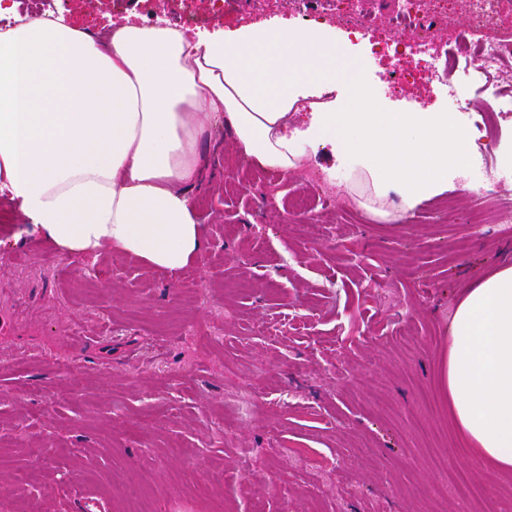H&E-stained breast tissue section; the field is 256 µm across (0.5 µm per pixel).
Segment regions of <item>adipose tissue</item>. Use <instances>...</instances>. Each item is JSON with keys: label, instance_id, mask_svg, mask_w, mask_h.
Here are the masks:
<instances>
[{"label": "adipose tissue", "instance_id": "adipose-tissue-1", "mask_svg": "<svg viewBox=\"0 0 512 512\" xmlns=\"http://www.w3.org/2000/svg\"><path fill=\"white\" fill-rule=\"evenodd\" d=\"M336 32L252 23L204 37L125 22L91 33L60 16L0 27V197L69 257L115 252L178 274L205 247L192 188L218 122L237 154L283 174L330 146L339 184L392 220L458 185L453 112H386L332 98ZM306 127H295L301 111ZM443 379L481 460L512 472V264L459 300Z\"/></svg>", "mask_w": 512, "mask_h": 512}]
</instances>
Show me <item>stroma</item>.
I'll use <instances>...</instances> for the list:
<instances>
[{
    "mask_svg": "<svg viewBox=\"0 0 512 512\" xmlns=\"http://www.w3.org/2000/svg\"><path fill=\"white\" fill-rule=\"evenodd\" d=\"M92 31L168 22L192 33L301 23L287 0H51ZM338 105L383 69L350 46ZM388 112L469 116L436 84H379ZM193 188L206 247L177 275L119 254L66 257L0 205V512L21 474L44 512H130L141 472L157 512H459L446 468L469 471L478 512H512V474L486 467L443 382L458 299L512 263V176L483 205L450 190L383 221L303 172L345 166L329 147L284 176L239 156L223 123ZM308 206L293 209V199ZM274 335L260 334V327Z\"/></svg>",
    "mask_w": 512,
    "mask_h": 512,
    "instance_id": "1",
    "label": "stroma"
}]
</instances>
